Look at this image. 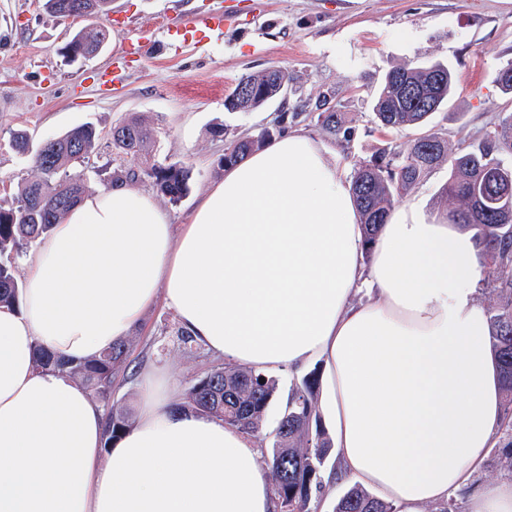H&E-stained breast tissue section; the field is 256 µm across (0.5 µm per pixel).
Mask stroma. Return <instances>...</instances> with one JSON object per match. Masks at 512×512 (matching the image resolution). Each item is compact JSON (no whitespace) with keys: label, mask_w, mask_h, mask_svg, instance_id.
Wrapping results in <instances>:
<instances>
[{"label":"stroma","mask_w":512,"mask_h":512,"mask_svg":"<svg viewBox=\"0 0 512 512\" xmlns=\"http://www.w3.org/2000/svg\"><path fill=\"white\" fill-rule=\"evenodd\" d=\"M214 12L227 19L224 29L172 45L167 26ZM102 24L109 29L103 50L72 63L63 48L77 23L49 15L43 0H0V205L10 206L32 173L30 157L11 147L14 129L27 130L36 149L77 126H94L91 164L76 170L93 193L104 186V171L117 166L113 127L143 119L154 162L185 167L189 180L175 203L148 177L136 185L182 224L223 178L226 143L274 127L298 101L328 94L345 113L355 130L349 145L322 144L328 160L347 170L384 142L413 139L414 130L386 135L372 122L379 83L398 64L429 59L454 68L455 96L429 124L448 140L480 137L501 113H512V95L493 81L512 61V0H112ZM270 67L287 73V94L248 112L225 109L242 75ZM176 322L158 304L126 337L127 367L112 398L130 414L139 411L138 384L147 372L171 382L180 401L219 365L202 345L183 350L168 332Z\"/></svg>","instance_id":"stroma-1"}]
</instances>
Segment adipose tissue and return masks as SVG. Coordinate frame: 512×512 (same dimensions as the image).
I'll use <instances>...</instances> for the list:
<instances>
[{
	"mask_svg": "<svg viewBox=\"0 0 512 512\" xmlns=\"http://www.w3.org/2000/svg\"><path fill=\"white\" fill-rule=\"evenodd\" d=\"M482 253L414 201L365 247L348 174L300 128L226 168L178 230L132 183L84 196L25 257L18 306L0 307V512H274L258 441L178 409L154 374L108 448L87 390L36 368L35 346L94 357L160 301L228 363L323 364L324 492L357 483L400 512L447 501L504 420Z\"/></svg>",
	"mask_w": 512,
	"mask_h": 512,
	"instance_id": "1",
	"label": "adipose tissue"
}]
</instances>
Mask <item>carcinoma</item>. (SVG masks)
Instances as JSON below:
<instances>
[{
  "mask_svg": "<svg viewBox=\"0 0 512 512\" xmlns=\"http://www.w3.org/2000/svg\"><path fill=\"white\" fill-rule=\"evenodd\" d=\"M91 37L95 47L107 41L105 28L88 24L71 40ZM285 74L269 68L240 77L237 85L250 87L247 94L231 93L224 106L232 112L254 110L282 94ZM456 83L451 68L438 61L402 63L384 76L373 103V122L382 131L422 129L430 117L448 104ZM314 111H308L309 107ZM310 120L328 138L350 143L352 131L344 113L327 99L301 100L297 111L283 113L281 120ZM435 145L425 148L418 139L400 149L390 143L368 160L353 164L351 183L363 230L365 255L381 224L405 196L414 191L436 168L448 165V181L441 190L448 215L475 230L487 247L482 284L495 299L489 304V344L497 357L507 392L505 422L499 430L496 457L506 463L512 480V197L497 196L495 185L479 189L491 163L504 164L503 154L512 156V114L498 117L480 138L451 143L443 135L426 131ZM273 138L264 128L231 141L221 163L232 165ZM98 139L91 125L78 126L54 139L50 147L32 156L35 176L19 191L8 208L0 206V256L20 255L28 246L59 223L85 193L83 180L68 174L77 166H88ZM112 148L127 161L112 173V180L134 181L145 175L173 203L187 190L189 171L176 165L141 167L150 154L151 140L143 123L132 118L112 129ZM20 284L14 266L0 261V306L19 303ZM126 344L120 342L101 355L69 362L45 348L35 349L34 363L41 370L69 374L99 401L108 406L105 445L129 430L128 413L110 404L116 376L124 368ZM319 373L311 371L288 391L284 412L277 422L264 462L273 480L278 512H315L323 488V471L332 452V442L317 408ZM279 381L267 374L218 365L197 380L186 393L185 407L237 426L250 435L263 429L266 414L278 395ZM334 512H397L396 506L380 500L362 486L353 484L336 501Z\"/></svg>",
  "mask_w": 512,
  "mask_h": 512,
  "instance_id": "cac0c4a2",
  "label": "carcinoma"
}]
</instances>
